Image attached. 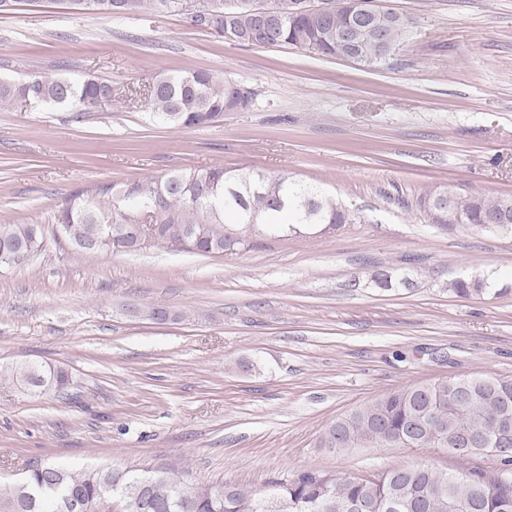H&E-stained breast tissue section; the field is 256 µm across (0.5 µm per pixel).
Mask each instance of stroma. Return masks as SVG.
Returning <instances> with one entry per match:
<instances>
[{
    "label": "stroma",
    "mask_w": 512,
    "mask_h": 512,
    "mask_svg": "<svg viewBox=\"0 0 512 512\" xmlns=\"http://www.w3.org/2000/svg\"><path fill=\"white\" fill-rule=\"evenodd\" d=\"M414 26L375 68L250 48L180 15L107 19L17 0L0 12V78L92 74L119 94L185 68L246 84L250 108L204 127L143 101L75 114L0 109V224L45 245L0 267V478L31 464L145 466L258 491L326 470L498 468L443 448L319 445L326 425L395 388L512 376V292L463 299L462 276L512 283V234L432 224L422 196L512 195V0H390ZM221 164L336 193L360 224L202 256L163 245L77 254L55 217L75 192ZM162 306L175 320L140 317ZM33 362L71 378L39 394ZM11 371L22 382H27L28 387L40 393L60 391L69 383L68 374L62 369L48 373L44 369L40 371L38 367L24 363L12 367ZM37 388H40V391Z\"/></svg>",
    "instance_id": "obj_1"
}]
</instances>
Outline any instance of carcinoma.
<instances>
[{"label":"carcinoma","mask_w":512,"mask_h":512,"mask_svg":"<svg viewBox=\"0 0 512 512\" xmlns=\"http://www.w3.org/2000/svg\"><path fill=\"white\" fill-rule=\"evenodd\" d=\"M185 0H65L74 10L107 18H127L142 13H177L190 26L225 35L233 29V43L250 48L290 45L315 55L342 57L336 32L345 25L342 12L330 15L299 9L277 13L257 35L260 23L252 0H217L220 7L210 14H193ZM372 4L375 16L359 34L362 64L375 67L388 57L385 47H394L414 21L398 12L387 0ZM113 98L112 85L95 75L75 79L32 75L25 80H0V107L16 101L31 105L62 106L82 113L86 108ZM242 100L253 104L254 92L243 83L219 79L206 70L186 69L157 78L145 97L152 117L159 123L180 127H203L224 119V112ZM454 203L463 223L490 230V218L506 217L512 224V196L487 197L475 192L459 193ZM428 221L453 224L448 204L433 193L421 199ZM150 215L160 222L159 244L204 256H219L228 250H248L252 243L234 236L231 226L257 223L274 237L300 233L319 226L357 224L364 217L345 209L336 196L318 183L299 181L288 174L268 175L260 170L222 165L180 170L135 182L103 183L67 200L58 210V227L67 229L63 240L70 244L93 242L102 237L105 221L114 225L140 224ZM31 246L38 253L43 232L35 224H0V242ZM448 291L464 298L498 296L505 288H492L488 278H460L448 283ZM12 372L31 389L60 391L68 374L57 369L45 372L19 364ZM512 432V377L475 375L442 379L433 383L396 388L336 418L320 437L324 448L384 447L402 434L413 447L446 448L452 438L468 432L480 438L475 454L493 452L501 467L495 472L469 470L438 472L426 464H414L371 478L342 476L326 471H302L287 479L269 481L257 493L233 484L183 483L172 477L152 479L150 467L100 468L81 472L63 471L51 482L43 466L28 469L24 478L29 497L16 484L0 485V512H63L64 500L77 495L78 512H97L105 482L145 486L141 497L126 512H389L387 505L399 500L395 512H512V439L495 447L499 428Z\"/></svg>","instance_id":"1"}]
</instances>
